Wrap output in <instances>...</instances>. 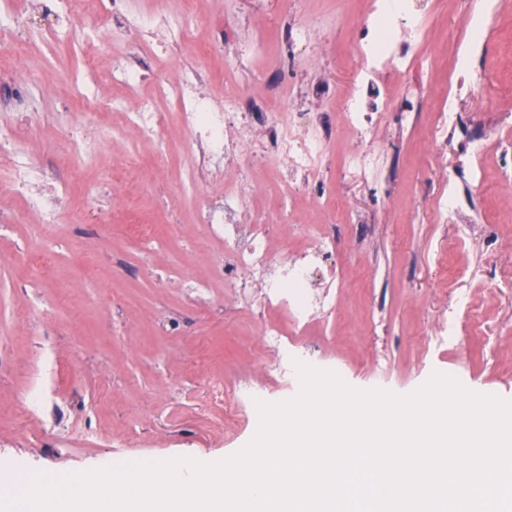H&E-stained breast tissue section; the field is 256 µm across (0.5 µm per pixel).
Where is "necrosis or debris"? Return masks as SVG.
<instances>
[{"label":"necrosis or debris","instance_id":"1","mask_svg":"<svg viewBox=\"0 0 512 512\" xmlns=\"http://www.w3.org/2000/svg\"><path fill=\"white\" fill-rule=\"evenodd\" d=\"M204 0H38L40 10L29 14L15 0H0V45L29 50L34 40L79 44L85 52L81 69L63 73V82L87 88L100 58L112 62V82L122 96L87 100L86 112L59 115L60 139H48L47 148L64 146V161L47 168L28 151L12 146L0 159V195L21 200L22 213L0 210V223L19 222L21 214L35 216L50 227L65 215L64 202L74 177L83 172L94 142L128 134L135 142L152 144L155 165L166 168L169 147L163 136L168 112H175L185 132L177 180L181 196L198 194L203 182H219L222 195L200 205L196 222L205 239L220 245L217 280L225 287L259 289L261 304L287 313L295 328L307 326L315 311L335 312L336 276L327 273L322 294L313 291L315 275L336 252V227L304 224L303 246L296 258L276 259L270 248L272 229L293 221L297 196L324 188L332 172L333 146L339 130L352 135L355 146L343 157L346 172L364 174L383 166L384 153L370 147L374 123L367 94L377 75L390 70L408 77L428 40L427 21L412 0H372L351 52L356 61L353 80L343 94L340 113L291 112L286 104L294 90L281 80L266 79L253 64L265 51L262 36L235 45L233 60L220 89H211L210 61L223 54L221 38L198 43V63L175 65L168 51L195 41V33L212 29ZM196 42V41H195ZM262 81L264 91L253 95L239 87V70ZM36 81L30 70L10 72L0 88V105L20 110L19 126L34 125V113L22 111ZM490 82L473 75L468 86L449 89L435 104L432 139L444 145L451 132L462 127L460 100L473 109L485 104ZM120 113V127L96 123L98 111ZM19 126L0 123V137L16 135ZM270 170L281 185L279 201L261 204L258 170ZM259 394L244 387L225 392L212 385L197 403V414L235 428L244 407Z\"/></svg>","mask_w":512,"mask_h":512}]
</instances>
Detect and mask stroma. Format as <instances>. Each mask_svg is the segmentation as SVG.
<instances>
[{
	"mask_svg": "<svg viewBox=\"0 0 512 512\" xmlns=\"http://www.w3.org/2000/svg\"><path fill=\"white\" fill-rule=\"evenodd\" d=\"M479 4L420 0L432 23L417 86L406 88L393 73L377 78L382 96L414 106L375 120L390 173L366 179L337 169L329 204L310 194L297 200L301 224H341L346 209L359 213L328 263L338 282L334 316L316 315L305 335L291 339L359 389L407 394L438 371L472 391L512 400V0H494L490 24L473 40L470 19ZM214 8L225 41L264 34V69L299 89L289 109L340 108L355 66L349 46L367 0H216ZM285 12L322 23L326 33L280 70ZM462 51L472 69L496 77L501 92L488 110L466 114L469 132L486 137L485 183L470 188L453 220L437 224L430 203L445 174L460 177L473 165L466 135L449 137L437 151L431 146L433 100L447 94ZM82 65V55L63 43L38 71L44 91L31 109L43 126L28 134L25 147L44 164L56 162L44 132L56 127L58 113L81 109L57 75ZM125 149L121 139L98 143L70 191V207L82 208L87 189L99 173L116 169ZM174 191V182L156 181L149 170L108 192L107 202L122 213L112 223L0 224L1 481L23 469L64 475L109 462L222 459L252 439L258 413L249 410L248 422L230 434L196 418L190 406L209 383L232 390L246 382L266 402L296 395V388L278 387L283 364L259 336L262 319L282 322L283 312L256 315L220 284L205 301L183 288L185 280L207 277L218 253L198 247L195 200L170 204ZM131 223L171 237L148 266L137 261ZM48 242L46 273L30 287L20 258ZM451 318L460 337L448 342L434 329Z\"/></svg>",
	"mask_w": 512,
	"mask_h": 512,
	"instance_id": "1",
	"label": "stroma"
}]
</instances>
